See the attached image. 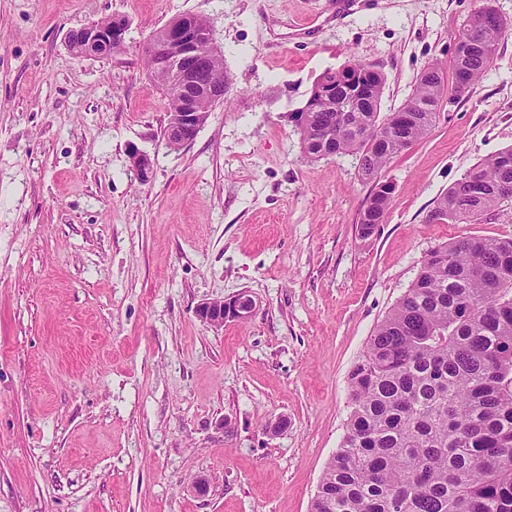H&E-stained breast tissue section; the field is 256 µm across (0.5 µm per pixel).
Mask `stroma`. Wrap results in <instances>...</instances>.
<instances>
[{
  "label": "stroma",
  "mask_w": 512,
  "mask_h": 512,
  "mask_svg": "<svg viewBox=\"0 0 512 512\" xmlns=\"http://www.w3.org/2000/svg\"><path fill=\"white\" fill-rule=\"evenodd\" d=\"M487 1L509 24L492 64L382 169L391 203L360 237L372 183L355 155L308 159L289 112L353 55L387 73L384 114L428 64L452 82ZM184 14L211 20L232 105L173 147L144 46ZM109 18L121 53L70 50ZM510 147L512 0H0V512H309L348 373L424 256L512 239V201L427 220ZM242 291L250 320L197 317Z\"/></svg>",
  "instance_id": "1"
}]
</instances>
